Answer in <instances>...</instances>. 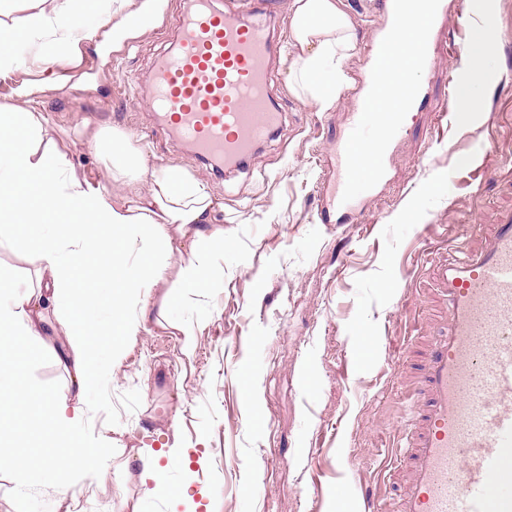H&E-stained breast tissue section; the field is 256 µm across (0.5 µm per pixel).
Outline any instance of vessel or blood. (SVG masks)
I'll return each mask as SVG.
<instances>
[{
	"label": "vessel or blood",
	"mask_w": 512,
	"mask_h": 512,
	"mask_svg": "<svg viewBox=\"0 0 512 512\" xmlns=\"http://www.w3.org/2000/svg\"><path fill=\"white\" fill-rule=\"evenodd\" d=\"M422 4L435 19L447 12L446 0H380L390 29L369 46L371 64L358 79L409 110L422 85L372 61L403 46L407 18ZM270 9L269 0L227 11L189 0L174 22V46L153 68L152 107L168 137L228 171L282 123L269 104L274 53L262 17ZM406 131L394 112L351 113L336 145L337 207L355 205L356 147L374 141L388 152ZM484 231L479 251L449 252L441 264L447 321L419 365L411 430L398 445L412 478L397 512H512V219Z\"/></svg>",
	"instance_id": "vessel-or-blood-1"
}]
</instances>
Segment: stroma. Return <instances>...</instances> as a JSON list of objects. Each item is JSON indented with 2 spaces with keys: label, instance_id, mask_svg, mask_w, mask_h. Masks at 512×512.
<instances>
[{
  "label": "stroma",
  "instance_id": "stroma-1",
  "mask_svg": "<svg viewBox=\"0 0 512 512\" xmlns=\"http://www.w3.org/2000/svg\"><path fill=\"white\" fill-rule=\"evenodd\" d=\"M187 0H165L160 18L120 43L82 42L64 56L67 79L37 63L0 78V105L16 103L28 80L62 82L42 99L59 147L77 169L113 195L108 157L77 126L118 128L150 165L175 167L207 186L224 208V247L210 251L215 280L184 288L174 276L188 247L168 258L167 280L130 298L128 318H145L110 372L117 425L88 415L71 385L69 362L51 359L37 376L61 384L60 399L90 416L115 455L100 478L66 492L41 490L49 512H364V497L394 502L409 478L399 462L381 478L382 453L408 416L424 343L446 322L429 245L480 249V232L512 213V41L500 30L512 0H447L424 97L408 132L383 159L374 191L355 182V211L330 209L331 155L356 102L353 79L383 23L377 0H342L356 47L343 62L349 83L336 108L318 111L288 85L291 55L279 49L273 102L284 114L233 173L196 160L170 140L145 104L159 52L175 37L172 21ZM491 30L482 55L488 74L474 92L482 114L458 119L449 86L473 42L470 18ZM195 348L182 350V328ZM370 337L362 347V337ZM159 455L166 491L149 493L142 460Z\"/></svg>",
  "mask_w": 512,
  "mask_h": 512
}]
</instances>
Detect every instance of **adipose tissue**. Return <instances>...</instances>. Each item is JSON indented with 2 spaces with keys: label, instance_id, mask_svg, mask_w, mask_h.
Returning a JSON list of instances; mask_svg holds the SVG:
<instances>
[{
  "label": "adipose tissue",
  "instance_id": "adipose-tissue-1",
  "mask_svg": "<svg viewBox=\"0 0 512 512\" xmlns=\"http://www.w3.org/2000/svg\"><path fill=\"white\" fill-rule=\"evenodd\" d=\"M162 0H0V76L22 68L14 44L29 39L43 64L58 57L59 48L75 49L79 41L104 37L120 42L139 31L142 21L157 17ZM490 37L478 29L475 48L461 72L459 117L470 122L481 111L473 93L485 72L480 46ZM352 22L339 0H292L290 46L295 52L288 85L325 112L341 97L346 77L342 60L353 50ZM45 85L24 86L23 104L0 107V238L22 240L37 253L36 278L22 293L0 272V378L17 375L11 352L34 343L48 329V310L72 317L60 358L71 362V384L84 392L89 371L84 361L99 344L92 316L93 300L76 301L72 284L89 264L106 267L112 278V333L135 331L123 314L126 294L149 288L169 272L166 255L174 242L191 239L193 250L178 276L191 288L209 285L208 247L224 242L215 201L200 182L174 167L153 169L119 130L101 129L92 136L100 153L112 158V180L129 190L116 197L94 179L78 173L69 152L51 135L53 125L39 107ZM140 228L144 273L109 266L106 248L124 246L127 229Z\"/></svg>",
  "mask_w": 512,
  "mask_h": 512
}]
</instances>
